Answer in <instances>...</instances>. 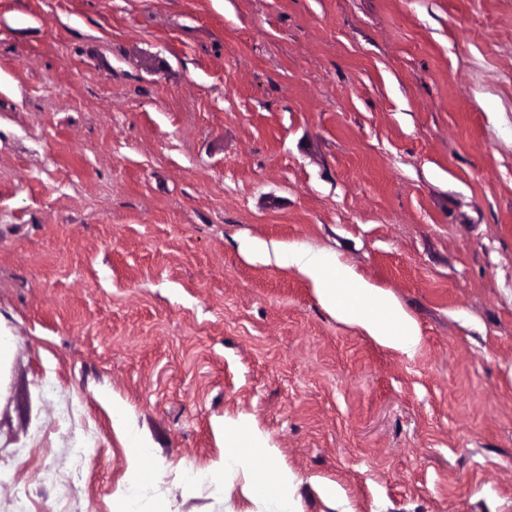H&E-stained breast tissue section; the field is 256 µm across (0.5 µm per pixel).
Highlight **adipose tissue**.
Instances as JSON below:
<instances>
[{
  "instance_id": "ef3b65f1",
  "label": "adipose tissue",
  "mask_w": 512,
  "mask_h": 512,
  "mask_svg": "<svg viewBox=\"0 0 512 512\" xmlns=\"http://www.w3.org/2000/svg\"><path fill=\"white\" fill-rule=\"evenodd\" d=\"M253 249L272 253L280 266L296 269L339 322L359 328L381 347L410 357L419 350L416 319L390 291L364 280L335 253L263 243ZM112 426L127 450L125 480L116 495L121 512H146L148 502L169 506L175 484L148 468L151 452L129 427L122 404L112 407ZM211 471L221 479L224 512H303L301 479L279 462L277 449L248 421L225 423L224 456Z\"/></svg>"
}]
</instances>
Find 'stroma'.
Returning <instances> with one entry per match:
<instances>
[{"instance_id": "35a3bbf8", "label": "stroma", "mask_w": 512, "mask_h": 512, "mask_svg": "<svg viewBox=\"0 0 512 512\" xmlns=\"http://www.w3.org/2000/svg\"><path fill=\"white\" fill-rule=\"evenodd\" d=\"M331 250L414 356L254 240ZM0 512L100 434L210 469L247 419L329 512H512V0H0ZM47 432L45 448L35 438ZM316 495L336 512H355L346 491L336 482L328 479H315L310 485Z\"/></svg>"}]
</instances>
